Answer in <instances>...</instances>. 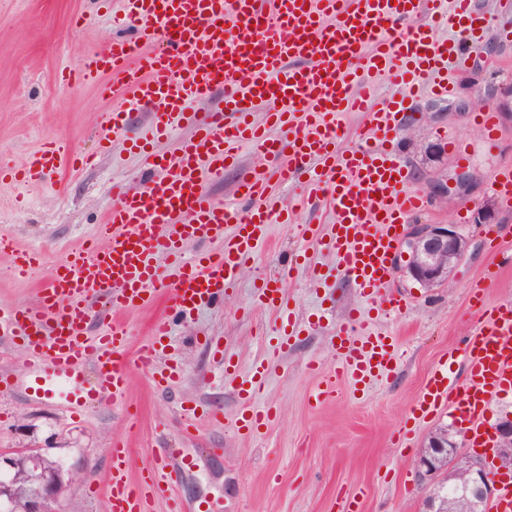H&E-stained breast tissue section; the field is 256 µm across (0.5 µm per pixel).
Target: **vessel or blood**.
Returning <instances> with one entry per match:
<instances>
[{
	"label": "vessel or blood",
	"mask_w": 512,
	"mask_h": 512,
	"mask_svg": "<svg viewBox=\"0 0 512 512\" xmlns=\"http://www.w3.org/2000/svg\"><path fill=\"white\" fill-rule=\"evenodd\" d=\"M136 26L134 41L112 43L86 57L78 78L95 83L103 100L122 96L124 112L145 107L156 111L155 133L194 127L178 156L156 157L155 178L141 187L112 189L114 203L100 239L70 250L45 265L36 249L10 251L21 275L43 268L48 286L30 304L0 309V336L19 344L27 374L45 386L61 385L69 404L86 407L122 399L131 367L146 372L153 386L167 389L179 370L159 367L169 335L166 318L155 319L150 338L128 352L120 325L88 335L91 301L105 299L113 313L142 307L149 295L162 294L169 308L190 316L199 307L223 301L224 293L268 233L272 210L267 205L271 180L286 181L310 173L314 162L325 168L324 184L336 211L327 243L336 270L351 279L369 304L401 307L383 295L393 275L392 256L410 216L424 205L416 192L404 191V165L386 144L399 130L419 81L437 95L448 93V62L465 48L490 37H512V27L492 26L474 0H453L450 17L459 36L439 40L433 22H420L424 0H123ZM398 71L405 81L397 99L371 109L362 84L373 76ZM224 92L222 109L198 117L193 103L213 89ZM270 103L266 120L288 129L290 136L269 137L252 122L255 102ZM366 113L369 143L337 153L339 118ZM124 112L112 113L100 141L111 146ZM250 143L260 155H288V166L265 174L243 173L238 190L248 201L239 210L203 192L201 178H222L235 165L237 144ZM81 164L77 154L50 140L31 154L25 178L45 179L61 161ZM235 225L234 234L224 232ZM222 238L220 251L202 250L185 260L188 244ZM260 306L282 309L276 279L257 289ZM338 329L332 349L343 375L356 391H366L395 369L394 337L363 326L355 340ZM467 380L456 392L440 367L427 381L419 405L430 414L450 408L466 424L472 439L484 435V418L494 396L512 387V306L496 308L465 344ZM225 373L240 379L247 394L265 384L266 368L254 365L239 376L232 362ZM271 419L267 407H245L236 431L255 433ZM106 494L110 512H153L157 498L171 502V512H210L176 494L179 473L166 455H155L146 474L132 480L133 451L127 437L113 440Z\"/></svg>",
	"instance_id": "b4317fda"
}]
</instances>
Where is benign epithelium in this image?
<instances>
[{
    "instance_id": "obj_1",
    "label": "benign epithelium",
    "mask_w": 512,
    "mask_h": 512,
    "mask_svg": "<svg viewBox=\"0 0 512 512\" xmlns=\"http://www.w3.org/2000/svg\"><path fill=\"white\" fill-rule=\"evenodd\" d=\"M475 184V175L467 166L458 165L448 178H434L429 182L430 194L439 200L468 194ZM494 203L484 202L473 214L476 224L495 221ZM471 240L458 224H411L404 236V244L394 255V270L412 280L419 287L431 289L451 285L455 271L467 256ZM499 448L493 459L496 465L488 467L480 458L466 452L463 428L448 435V430L433 434L418 460L420 479L444 475L455 482L464 499H474L488 505L497 491V476L512 473V421H501L495 427ZM24 458L29 471L39 473V487L20 512H63L59 508L66 482L75 477L72 470H51L42 454L34 448L12 453L0 452V469L12 472L9 480L0 483V502L9 506L20 501L18 486L20 467L17 459ZM458 499L430 494L424 501V512H460L452 505Z\"/></svg>"
}]
</instances>
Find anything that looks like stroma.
I'll return each mask as SVG.
<instances>
[{
	"label": "stroma",
	"mask_w": 512,
	"mask_h": 512,
	"mask_svg": "<svg viewBox=\"0 0 512 512\" xmlns=\"http://www.w3.org/2000/svg\"><path fill=\"white\" fill-rule=\"evenodd\" d=\"M77 16L85 19L78 27L72 24ZM135 36L121 0H0V164H22L49 136L72 151L98 156L94 166L79 172L63 167L42 182L0 183V234L19 247L39 248L45 264L96 237L112 208V185L136 188L151 174L147 155L131 152L129 141L146 131L152 108L131 113L102 153V120L121 110V98L106 102L95 85L67 89L52 81L55 71L77 67L92 51ZM448 82L447 98L422 91L405 111L390 148L408 172L407 190L427 196L414 223L462 225L475 246L452 286L427 291L394 274L386 291L402 296L404 307L369 317L362 296L337 273L335 255L321 244L334 221L324 194L306 177L272 183L270 202L288 204L292 212L274 216L266 241L223 304L201 307L185 320L155 296L121 318L136 348L146 341L152 320L168 315L166 355L185 370L171 391L152 389L147 375L134 368L123 400L69 412L27 388L18 347L0 340V377L17 382L13 389H0V450L39 448L75 469L78 478L62 497L67 512H107L108 450L113 437L123 434L130 437L139 469L162 450L177 466L183 456H193L195 465L183 474L179 495L189 503H211L215 512H341L346 498L354 500L357 512H422L432 487L416 475L418 458L429 437L453 418L442 410L415 421L411 412L440 360L450 366V382L464 384L467 337L485 309L512 304V265L502 259L512 253V203L491 185L499 167L512 165V41L491 38L469 49L464 66L449 69ZM484 106L499 116L492 140L475 121ZM236 154L237 169L225 172L223 180L204 181L202 188L243 210L247 204L236 191L240 173L265 171L270 162L245 146ZM458 164L477 171L473 190L448 201L429 198L431 176ZM488 200L496 208L495 223H473V212ZM297 254L322 269V287H313L305 270H291ZM12 269V255L0 253V308L33 302L46 285L44 271L19 278ZM269 277L279 279L284 312L296 323L288 349L278 353L268 338L282 312L255 302L257 286ZM476 283L484 288L480 303L470 297ZM352 315L370 318L398 344L395 372L363 394L340 373L330 342ZM224 356L244 373L258 363L268 370L258 401L273 406L274 415L260 433L233 431L245 402L234 383L220 379ZM327 378L335 390L317 399ZM186 408L196 412L191 437L182 431ZM211 411L222 414L223 423L211 422ZM407 423L414 435L404 448L396 437Z\"/></svg>",
	"instance_id": "obj_1"
}]
</instances>
